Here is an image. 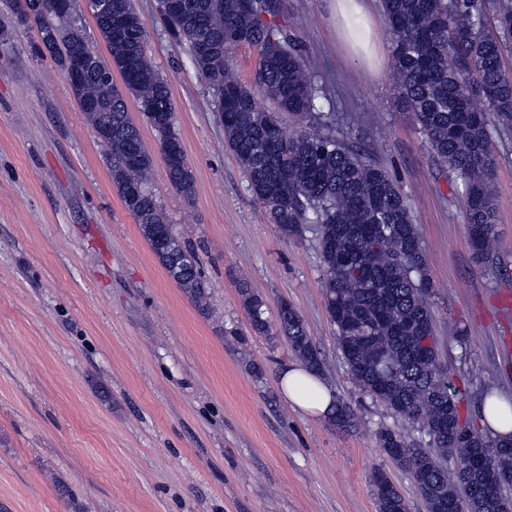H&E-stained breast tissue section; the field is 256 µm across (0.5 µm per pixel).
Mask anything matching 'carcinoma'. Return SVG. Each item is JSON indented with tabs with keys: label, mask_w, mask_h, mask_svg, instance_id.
I'll list each match as a JSON object with an SVG mask.
<instances>
[{
	"label": "carcinoma",
	"mask_w": 512,
	"mask_h": 512,
	"mask_svg": "<svg viewBox=\"0 0 512 512\" xmlns=\"http://www.w3.org/2000/svg\"><path fill=\"white\" fill-rule=\"evenodd\" d=\"M18 17L38 24V52L65 71L91 50L83 35L53 22L52 0H11ZM158 0L169 37L187 47L194 67L214 91L224 124V144L238 158L254 199L283 237L300 238L307 225L319 231L324 303L352 379L404 421L418 423L428 447L406 442L402 432L378 434L379 447L408 470L426 512H512V437L489 436L470 414L472 394L451 386L439 348L424 354L419 342L435 336L434 292L427 259L398 182L383 167L322 131L328 115L316 105L315 74L300 42L288 29V0ZM392 35V78L402 107L415 121L434 156L463 186L467 232L476 257L496 255L492 170L496 157L490 124L512 131V0H381ZM124 91L112 74L88 65L73 95L101 138L112 183L162 267L198 308L208 293L190 245L178 236L147 181L154 160L130 117L127 98L152 128L160 147L181 145L168 83L147 54V31L134 0H112V11L94 16ZM256 51L255 88L239 78L235 49ZM275 109L262 106L258 96ZM479 98L486 110L477 111ZM300 119L291 136L278 116ZM167 176L187 200L195 195L192 170L178 162ZM252 331L277 336L312 375H320V352L303 318L286 300L275 320L265 301L240 288ZM353 412L338 401L331 420L342 427ZM486 448L496 474H485L474 449ZM378 512H408L401 489L384 473L372 480Z\"/></svg>",
	"instance_id": "obj_1"
}]
</instances>
